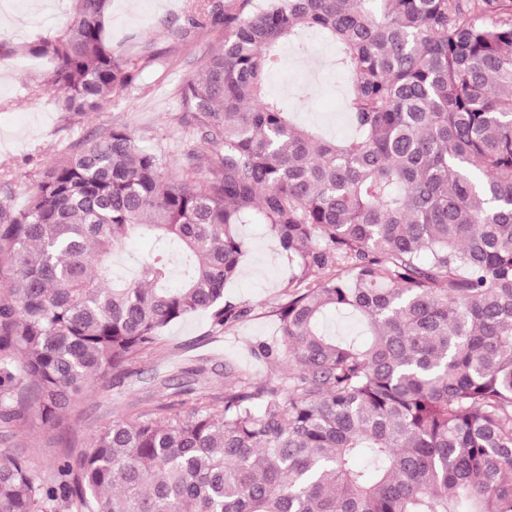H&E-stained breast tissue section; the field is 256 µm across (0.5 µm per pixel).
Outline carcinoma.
I'll return each mask as SVG.
<instances>
[{"label": "carcinoma", "mask_w": 512, "mask_h": 512, "mask_svg": "<svg viewBox=\"0 0 512 512\" xmlns=\"http://www.w3.org/2000/svg\"><path fill=\"white\" fill-rule=\"evenodd\" d=\"M23 47L63 112L152 90L150 46L105 34L108 0ZM224 42L180 88L200 131L179 177L123 127L47 167L20 206L0 201V399L32 386L56 423L94 380L126 375L163 331L224 297L266 224L298 261L272 307L288 376L224 363V396L155 421L118 416L56 479L0 461V512H512V0H227L194 6ZM336 45L354 135L329 139L265 95L280 47ZM156 240L131 274L112 258ZM321 276L311 281L307 273ZM332 315L362 331L339 337ZM21 357L13 373L6 358Z\"/></svg>", "instance_id": "cac0c4a2"}]
</instances>
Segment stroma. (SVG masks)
Here are the masks:
<instances>
[{"label": "stroma", "instance_id": "obj_1", "mask_svg": "<svg viewBox=\"0 0 512 512\" xmlns=\"http://www.w3.org/2000/svg\"><path fill=\"white\" fill-rule=\"evenodd\" d=\"M195 0H112L107 31L118 54L135 55L140 44H150L160 61L148 72L153 86L144 97L129 88L113 95L99 111L73 116L59 111L57 92L45 87L39 96L27 90L44 65L23 53L0 60V199L22 203L33 187L36 174L64 156L77 142L99 136L112 127H125L147 148L164 152L166 175L181 172L186 153L200 134L179 123L178 89L193 75L203 56L224 41L223 27L200 30L192 43L176 38ZM29 0H13L0 27V41L18 46L35 36L60 31L55 21L30 16ZM280 74L271 77L267 95L292 96L297 85L318 81L324 88L295 112V120L315 126L332 138L348 132L342 98L332 91L333 76L307 70L304 58L283 48ZM242 233L251 250L242 273L225 290L233 303L249 307L248 316L214 339L209 315L198 314L168 327L159 344L121 379L92 383L88 391L62 416L60 423H42L34 408H22L19 395L5 402L6 409L19 411L15 421L0 422V459L23 458L33 476L50 481L60 458H74L89 448L94 437L114 416L148 412L155 420L181 411L188 390L208 395L224 393V363L231 360L249 369L257 378L287 374L285 364L254 356L261 342H273L278 324L269 307L288 286L291 270L281 256L266 225L245 224Z\"/></svg>", "mask_w": 512, "mask_h": 512}]
</instances>
